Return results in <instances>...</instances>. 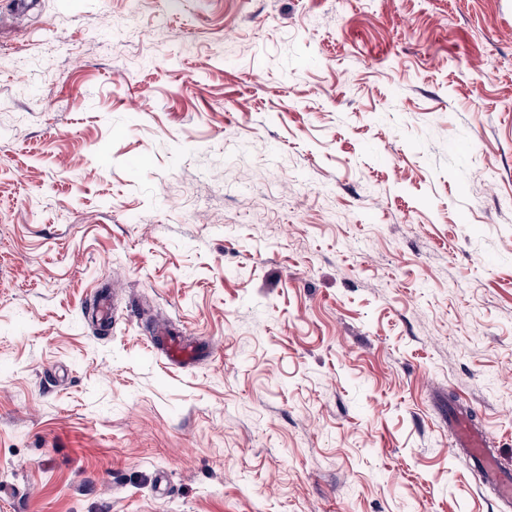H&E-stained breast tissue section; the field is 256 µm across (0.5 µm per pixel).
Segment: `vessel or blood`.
Wrapping results in <instances>:
<instances>
[{
    "mask_svg": "<svg viewBox=\"0 0 512 512\" xmlns=\"http://www.w3.org/2000/svg\"><path fill=\"white\" fill-rule=\"evenodd\" d=\"M151 346L160 349L168 361L176 367H185L194 357L193 345L178 337L161 333L150 337ZM456 448L464 450L479 467L483 479L492 484L504 508L512 507V474L503 469L493 449L489 437L482 428L474 425L467 412H456L452 418Z\"/></svg>",
    "mask_w": 512,
    "mask_h": 512,
    "instance_id": "1",
    "label": "vessel or blood"
}]
</instances>
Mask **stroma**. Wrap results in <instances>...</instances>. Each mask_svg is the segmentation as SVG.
I'll use <instances>...</instances> for the list:
<instances>
[{
    "mask_svg": "<svg viewBox=\"0 0 512 512\" xmlns=\"http://www.w3.org/2000/svg\"><path fill=\"white\" fill-rule=\"evenodd\" d=\"M452 404L512 470V0H0V512H499ZM151 346L160 349L168 361L176 367H185L195 355V347L187 344L177 336L161 333L148 337Z\"/></svg>",
    "mask_w": 512,
    "mask_h": 512,
    "instance_id": "35a3bbf8",
    "label": "stroma"
}]
</instances>
